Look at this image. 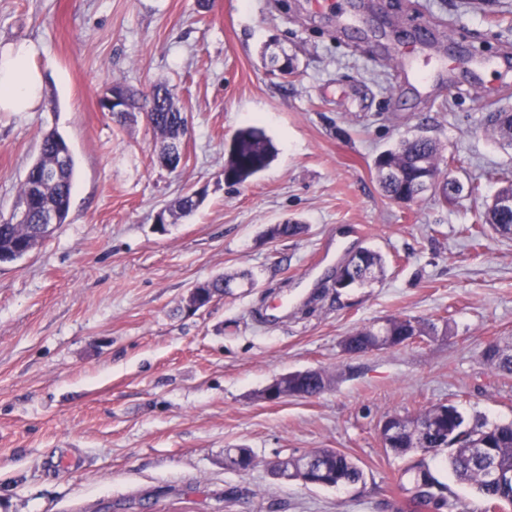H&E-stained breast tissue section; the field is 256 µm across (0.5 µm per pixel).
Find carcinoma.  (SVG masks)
I'll use <instances>...</instances> for the list:
<instances>
[{
    "label": "carcinoma",
    "instance_id": "cac0c4a2",
    "mask_svg": "<svg viewBox=\"0 0 512 512\" xmlns=\"http://www.w3.org/2000/svg\"><path fill=\"white\" fill-rule=\"evenodd\" d=\"M119 88L125 94L126 109L114 112L112 116L119 122L156 103L151 113L146 115L161 142L179 140L186 132L187 120L183 112L175 105V93L168 87H157L144 94L137 89L112 85L106 93ZM493 133L504 143L512 147V113L496 112L490 117ZM276 149L264 131L256 126L238 130L226 148L224 169L227 179L243 184L264 171L274 160ZM441 150L438 142L425 135H415L401 140L398 145L376 160L377 179L385 195L393 202H403L411 184L427 176H440ZM52 168L55 178L45 183L43 189L32 190L36 179L45 169ZM75 160L65 139L56 131L43 135L38 158L28 168L20 184L17 200L37 199V208L31 213L28 221L18 224H0V261H13L25 256L26 251L35 246L41 234L39 215L45 210L57 213L58 223L66 221L71 191L74 184ZM203 202V195L190 193L182 196L172 206L177 215H184L197 209ZM481 223L488 225L492 231L505 238L512 237V211L504 212L497 208L495 202L485 205V211L479 216ZM383 258L375 251H367L366 265L357 269L359 284H367L375 272L383 270ZM419 336L435 331V325L429 322L410 321L407 318H392L386 334L389 336H406L408 332ZM418 423L436 426L439 433L412 439L400 437L392 443L391 451L399 456L412 452H428L434 448L454 440L448 435L468 428L475 434H492L494 460L503 471L512 473V423L497 424L485 420L470 424L459 414L448 418L433 414L427 409L416 419ZM322 456L321 464L327 470V478L340 486H353L364 480L362 467L351 457L330 448L318 449ZM448 462L452 473L461 481L473 485L486 508L497 503L512 505V479L507 482H493L486 474L485 466L477 461L469 448H451ZM415 479L434 488L440 494L438 512H458V503L445 494L446 487L430 472L424 462L419 461L413 467Z\"/></svg>",
    "mask_w": 512,
    "mask_h": 512
}]
</instances>
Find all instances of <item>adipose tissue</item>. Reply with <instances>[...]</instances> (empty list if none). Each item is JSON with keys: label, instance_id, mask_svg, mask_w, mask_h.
I'll return each mask as SVG.
<instances>
[{"label": "adipose tissue", "instance_id": "obj_1", "mask_svg": "<svg viewBox=\"0 0 512 512\" xmlns=\"http://www.w3.org/2000/svg\"><path fill=\"white\" fill-rule=\"evenodd\" d=\"M42 53L34 41L0 49V112H32L43 103L44 76L37 60Z\"/></svg>", "mask_w": 512, "mask_h": 512}]
</instances>
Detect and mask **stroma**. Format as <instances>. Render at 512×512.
I'll list each match as a JSON object with an SVG mask.
<instances>
[{"label":"stroma","instance_id":"35a3bbf8","mask_svg":"<svg viewBox=\"0 0 512 512\" xmlns=\"http://www.w3.org/2000/svg\"><path fill=\"white\" fill-rule=\"evenodd\" d=\"M356 27L308 0H0V47L46 52L43 104L0 112V215L9 214L44 133L76 163L65 223L28 256L0 262V512H407L424 459L466 512L472 485L448 449L398 457L380 439L390 416L455 406L467 421L512 422V374L486 360L512 346V238L464 233L512 171L487 116L512 112V0H349ZM425 26L410 71L393 53ZM288 56L283 77L269 56ZM497 60L474 69L471 56ZM453 58L442 72L439 60ZM172 86L188 118L177 170L157 161L143 115L103 112L106 87ZM258 126L277 154L243 184L224 181V149ZM423 134L450 178L476 193L398 204L377 157ZM204 201L157 231L154 217L191 191ZM302 224L297 236L269 227ZM370 249L384 271L343 294L325 282ZM236 282L195 312L197 283ZM416 318L437 333L345 354L355 329ZM306 368L320 395L262 399ZM251 448L247 473L224 451ZM317 448L351 456L355 488L283 484L277 458ZM314 377L317 379L318 389L316 392H313L312 395L293 384H288V380L297 381L299 379H312ZM329 383L328 376L319 369L296 371L290 376H288V373L281 374L274 377L271 382L265 386L262 397L265 401L270 403H277L290 397H312L324 391L329 386Z\"/></svg>","mask_w":512,"mask_h":512}]
</instances>
